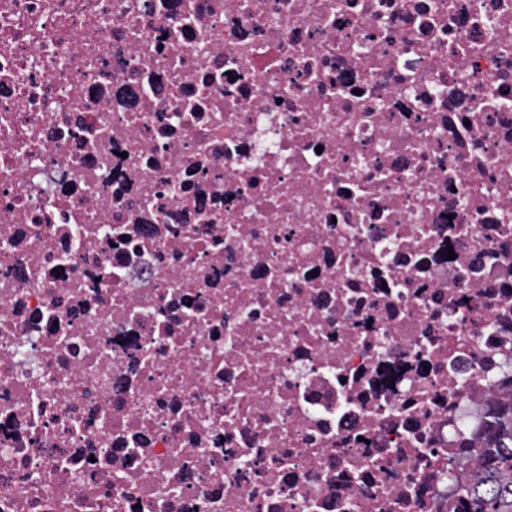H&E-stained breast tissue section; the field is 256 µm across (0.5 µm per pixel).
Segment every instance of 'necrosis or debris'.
Instances as JSON below:
<instances>
[{
    "label": "necrosis or debris",
    "mask_w": 512,
    "mask_h": 512,
    "mask_svg": "<svg viewBox=\"0 0 512 512\" xmlns=\"http://www.w3.org/2000/svg\"><path fill=\"white\" fill-rule=\"evenodd\" d=\"M512 400V0H0V512H459Z\"/></svg>",
    "instance_id": "1"
}]
</instances>
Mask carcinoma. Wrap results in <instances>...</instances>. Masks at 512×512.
Here are the masks:
<instances>
[{
    "mask_svg": "<svg viewBox=\"0 0 512 512\" xmlns=\"http://www.w3.org/2000/svg\"><path fill=\"white\" fill-rule=\"evenodd\" d=\"M485 437L481 474L457 489L459 499L469 504L467 512H512V402L492 410Z\"/></svg>",
    "mask_w": 512,
    "mask_h": 512,
    "instance_id": "1",
    "label": "carcinoma"
}]
</instances>
